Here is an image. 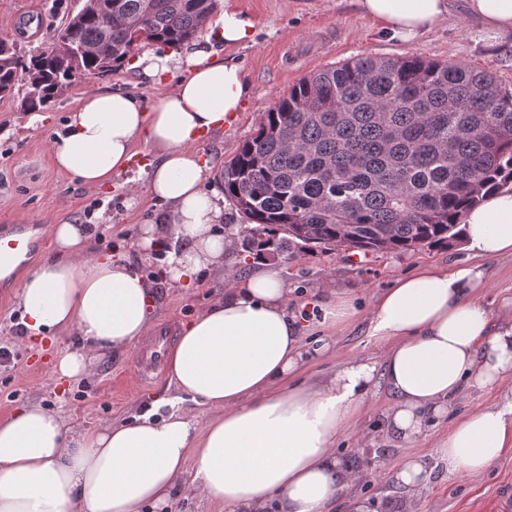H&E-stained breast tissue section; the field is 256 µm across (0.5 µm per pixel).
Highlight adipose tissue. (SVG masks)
<instances>
[{
  "label": "adipose tissue",
  "mask_w": 512,
  "mask_h": 512,
  "mask_svg": "<svg viewBox=\"0 0 512 512\" xmlns=\"http://www.w3.org/2000/svg\"><path fill=\"white\" fill-rule=\"evenodd\" d=\"M392 36L411 40L445 23L450 0H353ZM484 39H512V0H465ZM199 39L179 50L132 60L142 78L172 87L151 99L120 91L88 95L53 142L62 172L98 188L131 170L136 144L151 150L145 193L164 207L145 220L139 246L167 257L171 284L223 268L239 227L225 224L222 197L205 190L215 165L201 159L203 135L230 125L250 96L237 63L219 45L251 40L254 23L227 8L210 15ZM479 263L460 270L417 266L371 300L369 334L387 347L383 363L351 359L327 379L296 383L312 355L304 325L288 310L281 270L259 268L225 288L190 320L168 354L169 386L195 411L167 399L132 419L80 427L29 404L0 421V512H163L194 464V488L222 512H375L348 495L362 479L336 455L341 429L378 384L393 396L387 429L407 445L433 441L452 471L482 475L512 447V298L498 311L479 302L484 259L512 255V186L460 219ZM56 250L19 284L29 337L73 330L78 348L61 353L57 373L84 375L91 355L126 349L150 324V283L120 255L94 249L78 224L51 228ZM504 387L502 402L458 411L469 389ZM209 410L201 417L199 408ZM447 431L434 435L441 420Z\"/></svg>",
  "instance_id": "1"
}]
</instances>
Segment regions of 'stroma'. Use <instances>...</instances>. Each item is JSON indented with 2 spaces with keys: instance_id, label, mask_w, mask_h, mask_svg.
<instances>
[{
  "instance_id": "35a3bbf8",
  "label": "stroma",
  "mask_w": 512,
  "mask_h": 512,
  "mask_svg": "<svg viewBox=\"0 0 512 512\" xmlns=\"http://www.w3.org/2000/svg\"><path fill=\"white\" fill-rule=\"evenodd\" d=\"M227 2L253 19L255 35L251 42L221 49L224 58L241 66L251 85V96L236 122L212 133L199 146L204 154L224 164L255 133L263 113L279 96L313 73L360 56L417 55L465 64L512 84V43L491 45L481 40L463 0H453L445 25L408 42L391 37L380 22L362 16L350 0ZM84 3L0 0V38L16 42L24 55L38 53L52 43L67 16L79 11ZM105 88L151 98L166 92L168 86L148 85L135 71L125 68L103 78L79 79L43 109L41 121L35 123L30 120V112L22 108L20 97L0 99V226L91 221L95 246L123 254L151 281L156 295L152 324L171 323L179 329L223 295L224 271L199 273L197 286L189 289L171 285L162 275L166 265L160 256L143 255L137 247L138 227L155 211L142 197L145 180L130 187L91 189L59 171L52 161V142L57 132L63 131L70 113L84 97ZM96 200L100 208L92 218H85V208ZM473 261L472 252L463 243L450 249L425 247L357 259L343 250L297 252L288 258L279 255L272 259L286 273L291 302L311 300L322 288H336L351 294L363 309L374 294L417 263L460 267ZM320 320L318 308H311L305 320L306 341L312 348L326 341L330 348L313 357L301 380H317L350 358L382 361L385 348L369 336L365 319L332 334ZM19 321L15 293L6 291L0 297V347L12 348L16 367H0V420L23 404L37 403L71 421L93 425L121 420L135 409L173 394L164 375L140 389L126 390L133 371L128 350L91 358L88 374L80 381L59 377L53 355L74 346L75 337L63 334L53 353H44L30 338L15 339L13 330ZM391 400L386 388L376 389L368 401V411L342 430L338 455L347 466L365 472L364 479L352 486V494L370 499L377 512H405L410 499L418 512H512V450L478 477L448 471L429 444L401 447L388 435L382 412ZM412 456L423 457L431 476L411 497L394 482L391 472Z\"/></svg>"
}]
</instances>
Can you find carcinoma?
<instances>
[{"mask_svg":"<svg viewBox=\"0 0 512 512\" xmlns=\"http://www.w3.org/2000/svg\"><path fill=\"white\" fill-rule=\"evenodd\" d=\"M217 0H86L36 55L0 39V98L36 112L145 42L192 41ZM242 250L407 252L462 240L460 217L512 184V89L422 57L364 56L293 86L224 165Z\"/></svg>","mask_w":512,"mask_h":512,"instance_id":"cac0c4a2","label":"carcinoma"}]
</instances>
